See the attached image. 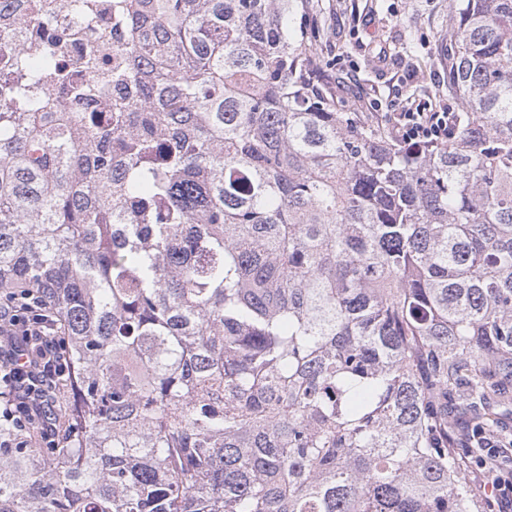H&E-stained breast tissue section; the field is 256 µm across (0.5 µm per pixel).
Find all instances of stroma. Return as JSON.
Returning a JSON list of instances; mask_svg holds the SVG:
<instances>
[{"label": "stroma", "mask_w": 512, "mask_h": 512, "mask_svg": "<svg viewBox=\"0 0 512 512\" xmlns=\"http://www.w3.org/2000/svg\"><path fill=\"white\" fill-rule=\"evenodd\" d=\"M448 11L449 0H310L302 24L320 88L351 112L454 108L440 49Z\"/></svg>", "instance_id": "1"}]
</instances>
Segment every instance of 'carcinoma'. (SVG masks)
<instances>
[{
  "mask_svg": "<svg viewBox=\"0 0 512 512\" xmlns=\"http://www.w3.org/2000/svg\"><path fill=\"white\" fill-rule=\"evenodd\" d=\"M307 0H112L111 79L0 0V294L68 342L0 512H486L452 417L512 407V0H451L446 146L310 77Z\"/></svg>",
  "mask_w": 512,
  "mask_h": 512,
  "instance_id": "carcinoma-1",
  "label": "carcinoma"
}]
</instances>
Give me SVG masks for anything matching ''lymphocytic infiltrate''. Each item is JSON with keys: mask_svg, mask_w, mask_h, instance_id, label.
Wrapping results in <instances>:
<instances>
[{"mask_svg": "<svg viewBox=\"0 0 512 512\" xmlns=\"http://www.w3.org/2000/svg\"><path fill=\"white\" fill-rule=\"evenodd\" d=\"M455 113L434 112L420 105L389 116L377 115L389 134L401 145H445L455 131ZM70 371L66 340L55 325L48 304L33 293L0 300V387H13L18 404L10 415L17 424L37 417L46 418L43 438L56 433L50 418L55 403L47 392L59 389ZM483 467L491 481L498 512H512V467L497 441L483 439Z\"/></svg>", "mask_w": 512, "mask_h": 512, "instance_id": "obj_1", "label": "lymphocytic infiltrate"}]
</instances>
